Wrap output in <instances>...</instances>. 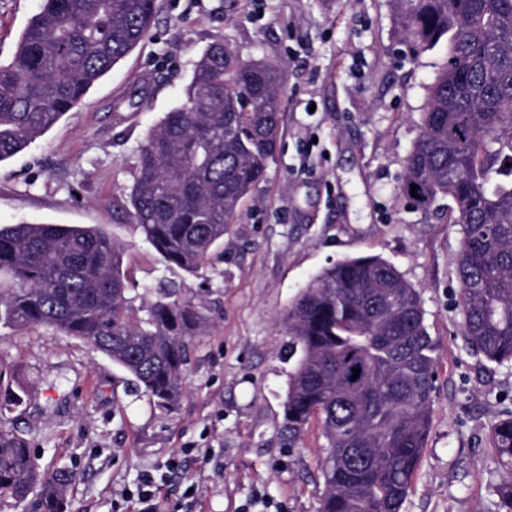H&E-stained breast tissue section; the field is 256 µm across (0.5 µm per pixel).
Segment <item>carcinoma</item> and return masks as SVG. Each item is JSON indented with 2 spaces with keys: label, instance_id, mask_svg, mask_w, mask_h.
I'll return each mask as SVG.
<instances>
[{
  "label": "carcinoma",
  "instance_id": "1",
  "mask_svg": "<svg viewBox=\"0 0 512 512\" xmlns=\"http://www.w3.org/2000/svg\"><path fill=\"white\" fill-rule=\"evenodd\" d=\"M397 8L413 50L444 38L451 46L401 192L423 209L452 202L464 335L486 360L512 363V0H397ZM156 17L157 0H43L0 64V163L77 111ZM223 47L202 52L183 103L140 146L126 210L160 258L190 274L232 231L278 140L280 67L226 58ZM124 252L102 227L0 226V324L85 342L168 410L206 319L168 294L134 309ZM282 323L295 358L288 447L314 419L327 440L319 512H401L431 426L434 347L419 291L380 256L345 258L313 277ZM355 368L369 393L351 381ZM492 444L506 470L498 493L512 512V415L494 426ZM70 479L40 474L27 441L0 426V499L36 489L39 512H65Z\"/></svg>",
  "mask_w": 512,
  "mask_h": 512
}]
</instances>
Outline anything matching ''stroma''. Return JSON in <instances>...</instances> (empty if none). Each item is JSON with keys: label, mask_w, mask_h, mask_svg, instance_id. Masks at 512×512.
<instances>
[{"label": "stroma", "mask_w": 512, "mask_h": 512, "mask_svg": "<svg viewBox=\"0 0 512 512\" xmlns=\"http://www.w3.org/2000/svg\"><path fill=\"white\" fill-rule=\"evenodd\" d=\"M40 6L0 0L1 63ZM215 42L282 65L280 139L220 254L191 276L161 260L124 208L140 145ZM447 58L444 41L412 52L395 0H160L150 36L78 110L0 163V225L101 226L126 246L134 295L177 289L208 320L169 411L82 341L0 325V366L25 397L0 419L40 472H71L66 512H133L148 472L161 478L160 512H318L320 425L296 448L281 436L293 361L280 319L322 268L368 255L419 289L435 346L432 423L402 512H502L491 430L512 414V365L462 334L460 226L446 206L425 211L400 192Z\"/></svg>", "instance_id": "obj_1"}]
</instances>
